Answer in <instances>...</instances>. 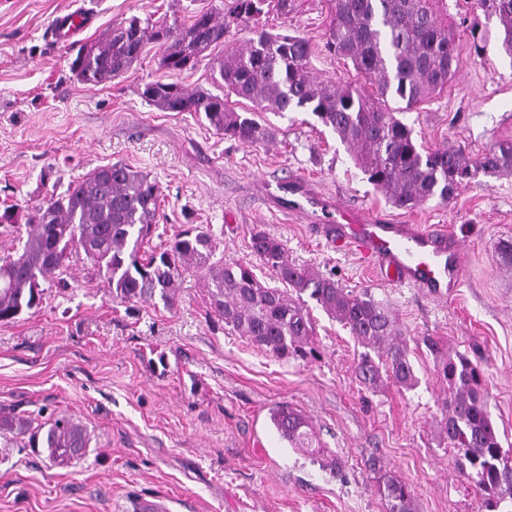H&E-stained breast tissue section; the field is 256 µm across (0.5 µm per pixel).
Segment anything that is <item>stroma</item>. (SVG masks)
Segmentation results:
<instances>
[{"label": "stroma", "mask_w": 512, "mask_h": 512, "mask_svg": "<svg viewBox=\"0 0 512 512\" xmlns=\"http://www.w3.org/2000/svg\"><path fill=\"white\" fill-rule=\"evenodd\" d=\"M217 2L0 0V209L41 203L89 171L124 163L161 188L150 247L207 227L217 257L250 263L274 287L250 245L251 229L262 227L284 241L291 261L387 307L419 384L365 389L355 377L361 346L318 307L310 312L320 358L285 362L225 333L207 314L199 276L183 277L172 306L119 303L76 254L43 282L37 308L0 324V416L38 422L66 413L87 427L91 446L60 466L30 448L0 447V512H132L136 498L163 512H386L374 460L410 486L414 512H477L473 487L436 442L444 393L423 339L440 337L449 354L481 362L489 410L503 444H512V269L495 253L512 240V175L480 174L452 203L399 210L311 113H262L276 142L246 146L195 113L163 112L140 96L149 81L222 93L210 64L167 72L151 44L122 77L94 88L70 70L73 48L131 16L184 22ZM79 7L91 24L69 45L57 44L51 21ZM328 23L323 0L267 21L311 41L317 78L357 81L351 63L325 51ZM458 44L447 89L403 119L424 147L477 156L512 140V59L493 48L477 56L465 29ZM300 179L328 202L393 224L446 227L467 254L457 294L435 302L385 284L353 249L337 250L321 234L320 210L293 220L263 206L258 184L287 200ZM280 403L312 420L335 469L281 440L268 419Z\"/></svg>", "instance_id": "1"}]
</instances>
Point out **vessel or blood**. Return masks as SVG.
<instances>
[{
  "label": "vessel or blood",
  "mask_w": 512,
  "mask_h": 512,
  "mask_svg": "<svg viewBox=\"0 0 512 512\" xmlns=\"http://www.w3.org/2000/svg\"><path fill=\"white\" fill-rule=\"evenodd\" d=\"M321 233L337 248H355L392 284L407 285L437 299L453 296L463 278V257L457 244L432 227L388 224L337 210Z\"/></svg>",
  "instance_id": "1"
}]
</instances>
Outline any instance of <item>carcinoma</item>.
Here are the masks:
<instances>
[{"label":"carcinoma","mask_w":512,"mask_h":512,"mask_svg":"<svg viewBox=\"0 0 512 512\" xmlns=\"http://www.w3.org/2000/svg\"><path fill=\"white\" fill-rule=\"evenodd\" d=\"M327 48L352 62L364 82L324 81L311 73V43L301 35L251 30L245 44L216 55L230 32L271 14L288 16L301 0H220L189 21L152 22L132 16L81 46L71 61L76 78L88 87L125 74L149 44L159 46L160 66L172 73L195 70L213 57L214 80L224 95L188 90L169 82L144 84L141 97L164 112H195L216 133L245 145H265L274 132L259 112L305 111L331 129L352 152L355 166L386 203L412 210L428 201L450 202L478 173L512 174V141L496 143L472 158L461 149L427 150L413 129L389 106L404 110L433 97L454 77L456 35L448 23V0H327ZM485 20L498 24L495 49L512 59V0H465ZM475 53L486 51L488 30L470 26ZM253 109L239 112L229 100ZM161 191L150 176L116 162L95 169L27 211V238L19 251L0 255V323H10L35 307L41 281L64 268L68 252L84 254L103 277L112 298L122 303L156 297L174 303L188 272L203 278L212 313L224 330L288 360L317 357L315 324L304 296L346 327L365 348L357 378L368 389L389 381L412 390L419 384L407 344L391 313L368 293L347 291L312 267L288 260L286 244L263 229L251 234L253 253L281 288L259 280L248 262L214 260L216 242L207 230L180 234L164 248L140 253L155 223ZM444 386L440 441L458 451L461 476L478 495V512H512V449L504 448L488 409L483 370L466 355L440 361ZM269 419L283 441L312 459L327 460L310 419L300 410L276 405ZM0 436L25 438L58 465L82 457L90 447L87 429L65 414L32 426L20 416L0 417ZM387 512H413L409 486L391 473L377 477Z\"/></svg>","instance_id":"obj_1"}]
</instances>
